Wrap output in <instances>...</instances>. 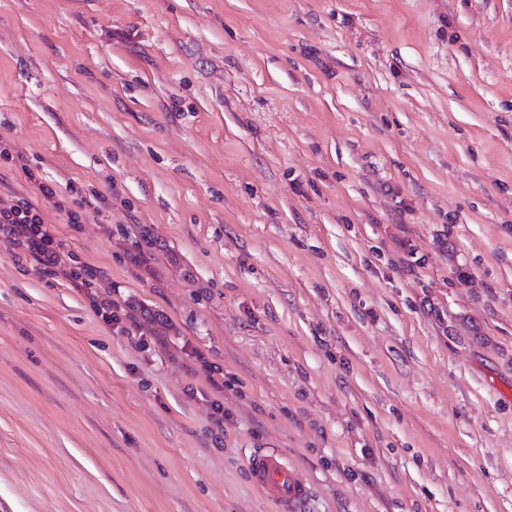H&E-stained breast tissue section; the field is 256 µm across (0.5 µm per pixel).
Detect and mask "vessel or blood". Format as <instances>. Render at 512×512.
Listing matches in <instances>:
<instances>
[{"instance_id": "b4317fda", "label": "vessel or blood", "mask_w": 512, "mask_h": 512, "mask_svg": "<svg viewBox=\"0 0 512 512\" xmlns=\"http://www.w3.org/2000/svg\"><path fill=\"white\" fill-rule=\"evenodd\" d=\"M247 467L253 485L274 505L276 512H307L310 488L283 457L259 451L249 456Z\"/></svg>"}]
</instances>
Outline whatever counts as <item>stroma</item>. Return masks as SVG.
Segmentation results:
<instances>
[{"instance_id": "1", "label": "stroma", "mask_w": 512, "mask_h": 512, "mask_svg": "<svg viewBox=\"0 0 512 512\" xmlns=\"http://www.w3.org/2000/svg\"><path fill=\"white\" fill-rule=\"evenodd\" d=\"M1 141L158 318L0 243V512H512V0H0ZM22 169L28 180L38 187L40 195L45 202L52 204L60 211H66L64 196L60 193V190L55 183L43 182L42 177L35 174L29 168L22 167ZM247 467L253 485L277 512H308L310 488L283 457L275 452H254Z\"/></svg>"}]
</instances>
